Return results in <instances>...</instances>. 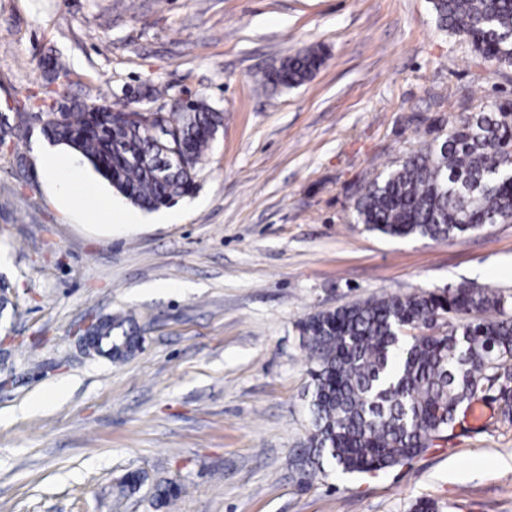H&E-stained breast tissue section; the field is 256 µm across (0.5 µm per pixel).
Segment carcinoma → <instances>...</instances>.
Returning a JSON list of instances; mask_svg holds the SVG:
<instances>
[{
	"mask_svg": "<svg viewBox=\"0 0 512 512\" xmlns=\"http://www.w3.org/2000/svg\"><path fill=\"white\" fill-rule=\"evenodd\" d=\"M440 28L462 37L494 71L512 70V0H431ZM311 47L288 57L262 81L295 87L323 64ZM48 112L44 136L82 155L131 204L156 210L190 193L224 113L203 100L171 99L147 127L125 109L71 99ZM27 128L0 120V143ZM433 138L362 187L355 219L394 238L453 240L512 221V100L486 112L435 120ZM177 149L166 173L158 145ZM491 288L460 284L441 293L372 297L315 313L300 325L311 378V431L301 471L374 474L404 464L454 436L458 411L497 404L512 426V313ZM127 319L107 318L96 352L122 359L135 350Z\"/></svg>",
	"mask_w": 512,
	"mask_h": 512,
	"instance_id": "carcinoma-1",
	"label": "carcinoma"
}]
</instances>
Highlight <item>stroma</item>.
I'll list each match as a JSON object with an SVG mask.
<instances>
[{
	"label": "stroma",
	"mask_w": 512,
	"mask_h": 512,
	"mask_svg": "<svg viewBox=\"0 0 512 512\" xmlns=\"http://www.w3.org/2000/svg\"><path fill=\"white\" fill-rule=\"evenodd\" d=\"M306 47L294 88L263 72ZM68 94L159 84L223 111L194 191L148 212L69 157L126 221L89 219L43 173L49 66ZM512 97L441 30L430 0H0V512H512V427L466 432L370 477L294 461L311 429L300 323L356 300L463 282L512 296V223L447 242L354 216L359 188L430 140L434 119ZM133 318L110 361L77 329ZM131 472L130 496L118 486ZM179 487L166 504L157 485Z\"/></svg>",
	"instance_id": "stroma-1"
}]
</instances>
